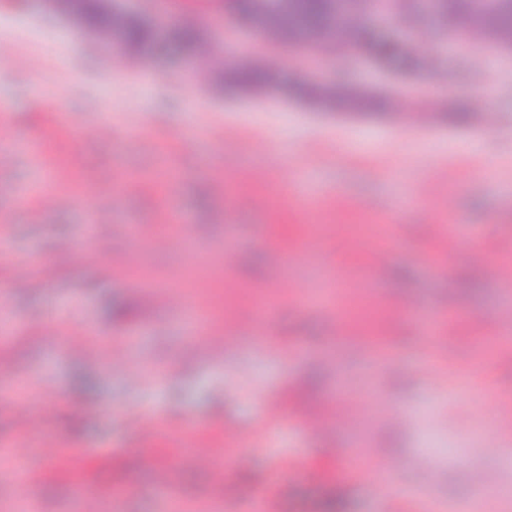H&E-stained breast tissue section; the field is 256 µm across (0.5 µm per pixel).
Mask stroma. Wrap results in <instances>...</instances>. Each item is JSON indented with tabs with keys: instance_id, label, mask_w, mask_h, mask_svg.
<instances>
[{
	"instance_id": "1",
	"label": "stroma",
	"mask_w": 512,
	"mask_h": 512,
	"mask_svg": "<svg viewBox=\"0 0 512 512\" xmlns=\"http://www.w3.org/2000/svg\"><path fill=\"white\" fill-rule=\"evenodd\" d=\"M119 5L156 18L159 46L113 59L44 0H0V327L11 335L0 456L43 474L28 488L0 480V512H83L84 483L99 493L96 512H245L270 486L283 512H330L334 499L341 512H383L372 486L383 457L447 512L467 503L477 472L512 495V430H491L512 400V365L500 360L512 329L498 320L512 310V59L477 74L432 13L417 10L415 29L363 15L362 29L392 43L389 58L349 45L296 68L273 51L278 84L230 98L218 75L255 44L231 22V0ZM183 28L204 50L175 40ZM341 73L389 108L329 112L281 88ZM478 86L493 90L491 107L449 121L447 104ZM103 194L112 231L91 240ZM133 224H190L199 238L133 242ZM29 257L55 279L15 291L12 262ZM159 280L202 295L222 353L189 334L181 311L146 299ZM333 287L352 322L321 302ZM444 297L456 316L446 335ZM76 333L97 363L70 350ZM376 340L397 351L383 372ZM262 388L287 391L294 409L261 422ZM341 394L368 405L363 419L306 429L301 410L323 414ZM22 410L41 425L23 431ZM143 414L161 425L149 446ZM228 427L244 450L225 449ZM332 448L360 449L362 476L342 473ZM292 456L301 468L288 469ZM156 461L171 467L176 503L154 492Z\"/></svg>"
}]
</instances>
